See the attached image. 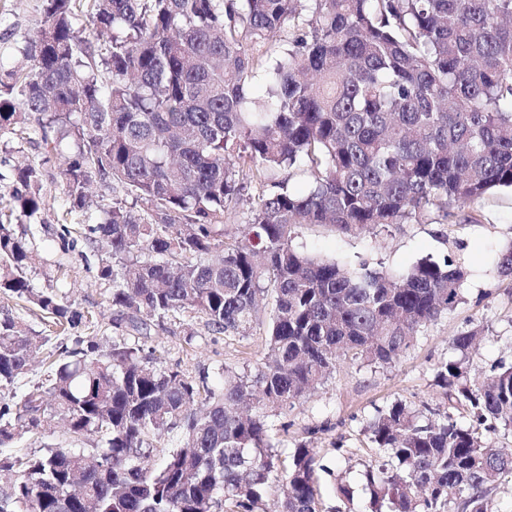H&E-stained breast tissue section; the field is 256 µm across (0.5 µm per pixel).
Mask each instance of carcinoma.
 Returning a JSON list of instances; mask_svg holds the SVG:
<instances>
[{"instance_id":"cac0c4a2","label":"carcinoma","mask_w":512,"mask_h":512,"mask_svg":"<svg viewBox=\"0 0 512 512\" xmlns=\"http://www.w3.org/2000/svg\"><path fill=\"white\" fill-rule=\"evenodd\" d=\"M22 56L0 73V134L37 135L62 158L70 210L90 209L98 181L140 212L116 202L77 237L54 230L61 250L97 257L107 349L77 336L19 392L52 336L0 318V512H329L312 449L284 463L272 418L339 360L394 363L460 303L465 272L447 257L351 272L298 251L295 227L424 224L512 189V0H45ZM42 181L35 165L15 169L21 216L46 209ZM253 182L242 236L226 242L224 213ZM27 236L0 219V292L66 333L89 326L66 296L30 288ZM267 298L266 360L224 369L219 389L154 366L136 340L143 313L247 336ZM479 335L453 337L461 357L435 375L467 423H422L401 401L377 410L369 438L387 459L364 472L370 512H491L512 477V454L488 439L512 430V364L469 385ZM56 409L67 445L11 450ZM163 437L176 448L145 467Z\"/></svg>"}]
</instances>
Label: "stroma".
<instances>
[{
    "label": "stroma",
    "instance_id": "stroma-1",
    "mask_svg": "<svg viewBox=\"0 0 512 512\" xmlns=\"http://www.w3.org/2000/svg\"><path fill=\"white\" fill-rule=\"evenodd\" d=\"M43 15V0H0V66L20 62L24 37ZM21 163L42 168V194L48 202L43 220L31 223L38 258L27 272L30 286L37 291L57 289L91 314L99 322L95 330L99 343L109 347L112 308L98 280L95 260L62 253L49 230L60 219L76 227L85 224L86 215L69 210L59 177L60 161L45 152L39 139L0 136V208L10 206L12 173ZM294 243L312 255L352 266L364 262L369 268L392 272L406 271L427 257L448 255L467 272L461 302L421 328L395 363L339 362L324 383L273 420L271 437L282 456H290L298 444L306 443L324 464L317 478L326 504L337 505L336 483L345 479L359 488L353 512H364L368 495L361 489L362 474L366 465L382 457L366 432L376 410L400 400L426 418L446 412L457 422H467L466 408L449 404L435 381L437 367L455 355L450 342L458 333L482 330L469 355L472 381H483L492 364L512 363V277L501 275L494 264L496 254L512 246V191L486 194L446 222L433 214L424 224H392L359 235L301 224L295 229ZM269 321V311H262L249 336L239 338L211 332L200 317L185 324L169 318L164 327H152L148 344L156 348L160 367L177 366L193 377L203 373L210 384L219 385L223 382L220 368L249 373L263 362Z\"/></svg>",
    "mask_w": 512,
    "mask_h": 512
}]
</instances>
